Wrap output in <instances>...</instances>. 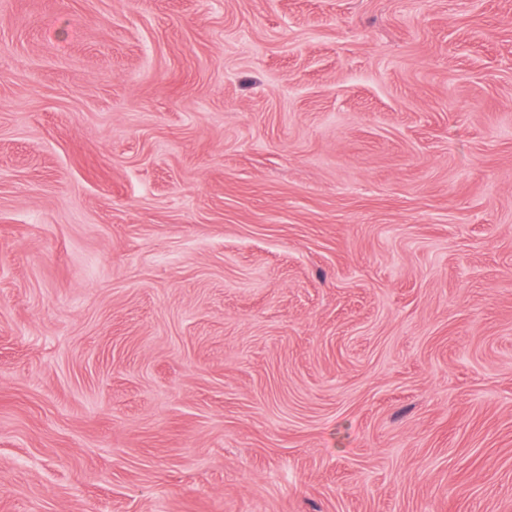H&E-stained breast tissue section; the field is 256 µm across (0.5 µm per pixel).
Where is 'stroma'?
Masks as SVG:
<instances>
[{"label": "stroma", "mask_w": 512, "mask_h": 512, "mask_svg": "<svg viewBox=\"0 0 512 512\" xmlns=\"http://www.w3.org/2000/svg\"><path fill=\"white\" fill-rule=\"evenodd\" d=\"M0 512H512V0H0Z\"/></svg>", "instance_id": "stroma-1"}]
</instances>
